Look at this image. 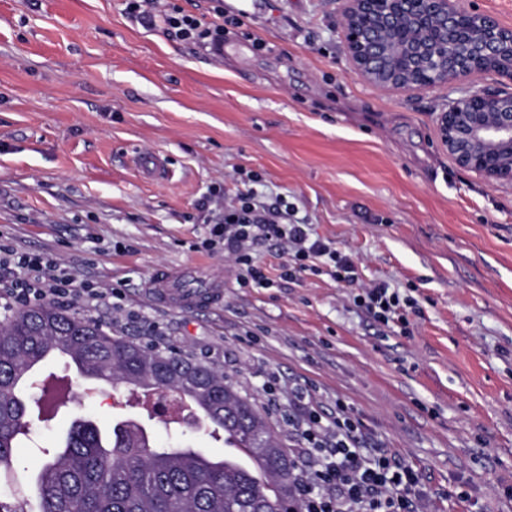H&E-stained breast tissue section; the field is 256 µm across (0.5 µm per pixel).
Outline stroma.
<instances>
[{"mask_svg": "<svg viewBox=\"0 0 512 512\" xmlns=\"http://www.w3.org/2000/svg\"><path fill=\"white\" fill-rule=\"evenodd\" d=\"M342 0H224V55L177 40L124 0H0V244L54 259L83 288L68 312L112 337L176 350L252 401L287 450L291 389L412 466L416 512H512V185H489L442 146L435 117L495 75L420 94L353 74ZM163 162L144 176L136 155ZM285 196L358 268L417 299L409 331L375 322L328 275L243 287L204 240L207 197L242 182ZM195 264L223 297L156 301L153 275ZM81 411L143 424L156 443L227 454L198 423L146 414L98 386Z\"/></svg>", "mask_w": 512, "mask_h": 512, "instance_id": "stroma-1", "label": "stroma"}]
</instances>
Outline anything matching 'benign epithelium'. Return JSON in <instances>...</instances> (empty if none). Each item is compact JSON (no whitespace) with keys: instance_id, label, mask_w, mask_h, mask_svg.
<instances>
[{"instance_id":"benign-epithelium-1","label":"benign epithelium","mask_w":512,"mask_h":512,"mask_svg":"<svg viewBox=\"0 0 512 512\" xmlns=\"http://www.w3.org/2000/svg\"><path fill=\"white\" fill-rule=\"evenodd\" d=\"M351 71L388 92H420L496 74L512 85V27L463 0H344ZM454 163L492 185L512 184V92L480 88L437 114Z\"/></svg>"}]
</instances>
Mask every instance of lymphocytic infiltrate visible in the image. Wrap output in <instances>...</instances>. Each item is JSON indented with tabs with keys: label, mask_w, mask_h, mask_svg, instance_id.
Returning <instances> with one entry per match:
<instances>
[{
	"label": "lymphocytic infiltrate",
	"mask_w": 512,
	"mask_h": 512,
	"mask_svg": "<svg viewBox=\"0 0 512 512\" xmlns=\"http://www.w3.org/2000/svg\"><path fill=\"white\" fill-rule=\"evenodd\" d=\"M128 14L142 20L161 17L167 32L176 37L216 48L224 41V7L215 5L213 20L186 13L161 0H125ZM286 198L257 203L253 191L236 194L210 230L224 244L225 256L237 267L241 284L267 288L272 284L256 253L266 241L275 242L286 257L280 279L296 278L317 260L327 274L347 288H357L355 301L381 323L406 328L405 308L416 300H400L386 282L360 286L354 262L341 255L331 241L313 236L310 225L288 219ZM73 293V280L53 260L0 245V302L38 304L46 299L66 302ZM296 411L288 424L302 439L297 451L300 463L296 489L304 512H413L412 492L418 474L388 450L368 452L365 438L344 405L326 414L314 406L309 390L293 392Z\"/></svg>",
	"instance_id": "obj_1"
}]
</instances>
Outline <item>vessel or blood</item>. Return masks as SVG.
<instances>
[{"label": "vessel or blood", "mask_w": 512, "mask_h": 512, "mask_svg": "<svg viewBox=\"0 0 512 512\" xmlns=\"http://www.w3.org/2000/svg\"><path fill=\"white\" fill-rule=\"evenodd\" d=\"M154 296L175 306L213 303L221 297V285L200 276L194 268L170 269L153 277L150 283Z\"/></svg>", "instance_id": "vessel-or-blood-1"}]
</instances>
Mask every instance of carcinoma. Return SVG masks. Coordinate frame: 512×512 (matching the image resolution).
Wrapping results in <instances>:
<instances>
[{
  "instance_id": "cac0c4a2",
  "label": "carcinoma",
  "mask_w": 512,
  "mask_h": 512,
  "mask_svg": "<svg viewBox=\"0 0 512 512\" xmlns=\"http://www.w3.org/2000/svg\"><path fill=\"white\" fill-rule=\"evenodd\" d=\"M52 352L69 358L82 379L144 383L158 395L176 392L204 408L216 422L211 436L241 447L248 430L267 437L244 461L217 458L202 448L156 447L133 420L112 425L103 437L97 422L74 417L64 441L38 447V506L25 509L0 491V512H304L294 487L297 459L284 454L274 432L254 404L224 375L205 366L185 379L178 352H156L107 334L95 321L48 303L19 310L0 320V486L20 481L17 449L32 441L29 402L51 420L58 407L43 412V384L32 365ZM285 489L268 493L271 480Z\"/></svg>"
}]
</instances>
